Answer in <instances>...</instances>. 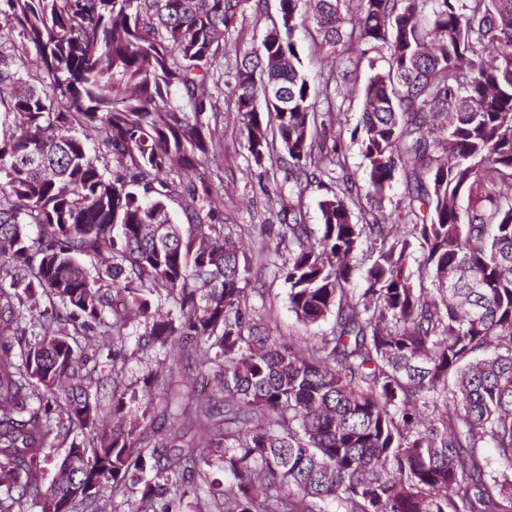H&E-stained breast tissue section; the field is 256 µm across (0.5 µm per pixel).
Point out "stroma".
I'll list each match as a JSON object with an SVG mask.
<instances>
[{"mask_svg":"<svg viewBox=\"0 0 512 512\" xmlns=\"http://www.w3.org/2000/svg\"><path fill=\"white\" fill-rule=\"evenodd\" d=\"M277 6L278 0H263L261 8H247L244 20L238 21L233 33L234 38L240 40L242 50H249L259 42L275 17ZM219 107L217 117L212 121L219 131V137L216 141V160L209 167V175L222 197L225 223L241 229L246 254L256 262L275 249L276 237L265 234L264 228L278 225V213L288 199L277 193L273 179L260 175L258 169L248 162L231 92H224ZM360 109L359 101L345 103L340 110L334 111L332 121V132L341 138L346 163L350 169L357 171L362 170L363 159L358 144L350 138V131L358 120ZM252 285L262 294L256 305L263 317L269 319L273 335H306V327L288 309L287 287L283 280L275 278L271 270L256 269L252 272ZM160 366L172 372L179 380L181 389L174 395L163 389L158 390L155 406H164L169 400L180 407L191 404L186 386L195 377L197 369L193 361L179 350L151 348L133 352L124 368V380L141 386L143 377Z\"/></svg>","mask_w":512,"mask_h":512,"instance_id":"35a3bbf8","label":"stroma"}]
</instances>
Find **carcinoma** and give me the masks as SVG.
I'll use <instances>...</instances> for the list:
<instances>
[{
  "label": "carcinoma",
  "instance_id": "obj_1",
  "mask_svg": "<svg viewBox=\"0 0 512 512\" xmlns=\"http://www.w3.org/2000/svg\"><path fill=\"white\" fill-rule=\"evenodd\" d=\"M252 1L0 0V512H512V0H279L235 53L247 160L326 189L317 224L282 209L273 263L297 320L330 324L312 339L251 303L206 174ZM310 23L327 107L361 101L364 181L297 69ZM397 177L399 232L359 206ZM131 326L219 378L181 413L198 439L150 415L158 374L123 382ZM254 3H250L245 18H239L237 28L233 32L232 39H239L241 43V54L250 50L253 44L259 42L266 27L271 23V18L276 16L278 6L277 0H263L261 9L256 11Z\"/></svg>",
  "mask_w": 512,
  "mask_h": 512
}]
</instances>
